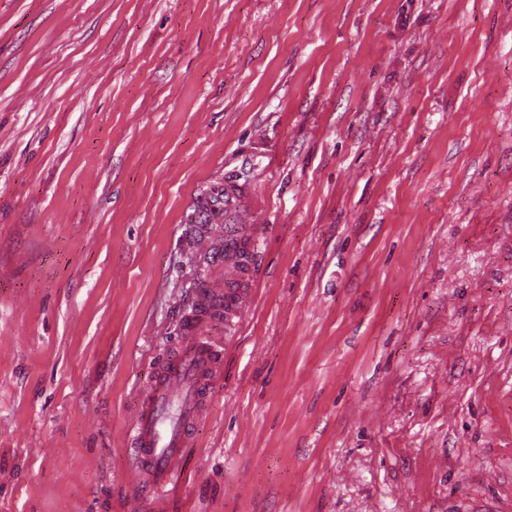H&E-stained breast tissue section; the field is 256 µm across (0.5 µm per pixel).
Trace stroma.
<instances>
[{"label":"stroma","mask_w":512,"mask_h":512,"mask_svg":"<svg viewBox=\"0 0 512 512\" xmlns=\"http://www.w3.org/2000/svg\"><path fill=\"white\" fill-rule=\"evenodd\" d=\"M228 178L246 303L157 499ZM0 512H512V0H0ZM220 209L224 207V292L199 288L193 316L187 325L193 336L152 371L148 386L142 390L130 436L137 469L147 476L149 488L157 497L176 489L183 459L193 447L198 420L206 413L211 399L210 383L219 374L223 346L198 332L206 318L221 315L236 317L244 297L235 284L241 268L238 240L247 232L252 216L247 192L224 182ZM215 306H220L217 310Z\"/></svg>","instance_id":"obj_1"}]
</instances>
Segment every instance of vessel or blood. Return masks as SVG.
<instances>
[{
    "instance_id": "vessel-or-blood-1",
    "label": "vessel or blood",
    "mask_w": 512,
    "mask_h": 512,
    "mask_svg": "<svg viewBox=\"0 0 512 512\" xmlns=\"http://www.w3.org/2000/svg\"><path fill=\"white\" fill-rule=\"evenodd\" d=\"M224 209V288L197 291L187 325L190 337L158 362L148 386L142 390L130 436L137 469L146 475L155 496L175 490L182 462L193 446L195 427L211 399L210 383L219 374L223 346L199 331L216 307L225 318L236 317L244 298L235 284L241 268L238 241L252 216L247 192L225 184L220 201Z\"/></svg>"
}]
</instances>
